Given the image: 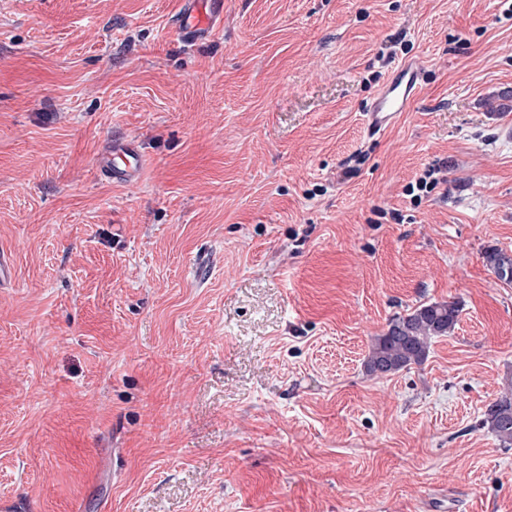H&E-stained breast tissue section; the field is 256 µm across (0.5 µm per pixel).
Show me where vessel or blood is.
Returning <instances> with one entry per match:
<instances>
[{"label":"vessel or blood","instance_id":"vessel-or-blood-1","mask_svg":"<svg viewBox=\"0 0 512 512\" xmlns=\"http://www.w3.org/2000/svg\"><path fill=\"white\" fill-rule=\"evenodd\" d=\"M223 13L222 0H200L199 4L186 8L177 19L176 27L191 37L205 34ZM418 81L419 73L413 65L404 64L394 70L386 86L364 114L369 132L385 130L402 112L407 111L419 89ZM145 162L144 155L134 142L118 139L101 152L96 167L112 182L124 184L136 179Z\"/></svg>","mask_w":512,"mask_h":512}]
</instances>
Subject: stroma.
Segmentation results:
<instances>
[{
    "mask_svg": "<svg viewBox=\"0 0 512 512\" xmlns=\"http://www.w3.org/2000/svg\"><path fill=\"white\" fill-rule=\"evenodd\" d=\"M184 2L0 0V507L512 512L480 425L512 390V0H224L192 47ZM443 301L422 364L366 374ZM419 73L411 64L397 67L390 80L373 100L364 121L369 132L379 133L406 112L419 89ZM146 159L139 147L131 141L117 139L97 157V169L112 183H128L139 175ZM484 259L500 281L512 284V257L507 256L501 249L489 248L484 252ZM459 312L455 302H435L392 318L386 331L375 336L363 363L365 372L378 376L421 364L432 341L454 330Z\"/></svg>",
    "mask_w": 512,
    "mask_h": 512,
    "instance_id": "obj_1",
    "label": "stroma"
}]
</instances>
